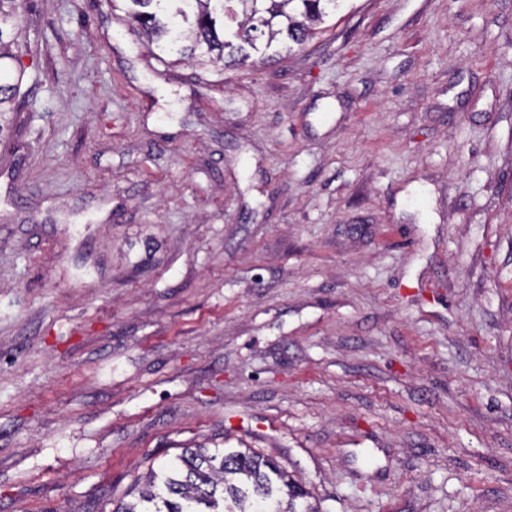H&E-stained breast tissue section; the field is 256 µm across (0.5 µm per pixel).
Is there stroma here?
<instances>
[{
  "label": "stroma",
  "instance_id": "35a3bbf8",
  "mask_svg": "<svg viewBox=\"0 0 512 512\" xmlns=\"http://www.w3.org/2000/svg\"><path fill=\"white\" fill-rule=\"evenodd\" d=\"M21 11L0 512H113L197 443L323 512H512V0H344L227 69Z\"/></svg>",
  "mask_w": 512,
  "mask_h": 512
}]
</instances>
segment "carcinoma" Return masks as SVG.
Listing matches in <instances>:
<instances>
[{"label":"carcinoma","instance_id":"1","mask_svg":"<svg viewBox=\"0 0 512 512\" xmlns=\"http://www.w3.org/2000/svg\"><path fill=\"white\" fill-rule=\"evenodd\" d=\"M150 40L167 38L182 58L225 68L245 63L257 43L280 36L303 45L341 0H129ZM23 22L19 0H0V136L12 128L18 85L6 59ZM113 512H321L311 494L276 462L250 450L185 448L177 462L150 470Z\"/></svg>","mask_w":512,"mask_h":512}]
</instances>
